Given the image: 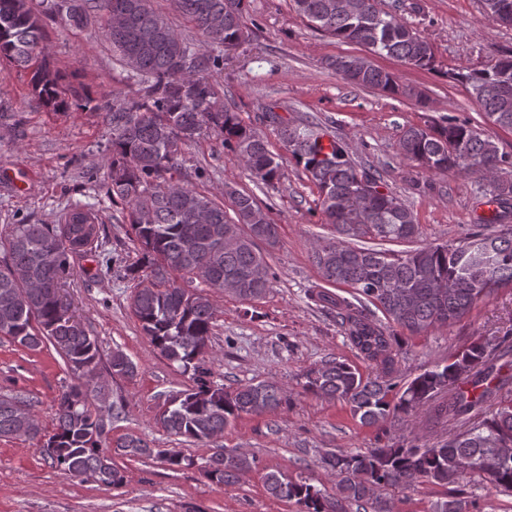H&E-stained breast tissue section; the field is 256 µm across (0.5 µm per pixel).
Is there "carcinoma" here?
Instances as JSON below:
<instances>
[{
	"label": "carcinoma",
	"mask_w": 512,
	"mask_h": 512,
	"mask_svg": "<svg viewBox=\"0 0 512 512\" xmlns=\"http://www.w3.org/2000/svg\"><path fill=\"white\" fill-rule=\"evenodd\" d=\"M293 0L295 10L315 28L373 55L430 69L431 45L411 26L380 10L377 0ZM243 0H175L176 9L216 49L237 46L245 34ZM60 17L85 27L95 21L112 51L131 71L137 96L95 108L112 112L111 152L107 159L109 197L122 204L126 223L139 245V258L127 268L135 282L130 308L151 343L167 360L193 370L195 386L170 398L159 422L169 433L202 442L224 433L243 415L274 412L289 403L286 391L262 381L227 390L203 378L215 319L211 294L238 285L234 295L252 301L270 286L268 267L256 241L273 244L278 227L249 194L225 190L229 204L215 203L195 188L165 175L179 170L184 146L205 128L214 130L224 148L264 185L281 178L279 156L267 141L234 112L213 108L211 73L224 66L220 53L193 51L150 0H0V58L31 69V84L40 102L58 110L67 88L44 59L41 17ZM329 66L347 82L392 95L422 97L398 83L397 76L353 56H338ZM472 98L496 126L512 131V57L461 75ZM280 139L303 165L319 190L325 223L338 238L314 251L323 285L310 298L336 309L346 337L372 366L365 376L344 360L329 358L307 370L303 390L347 404L363 427L383 429L391 417H415L427 411L437 420L468 417L463 431L428 446L386 443L366 453L335 454L322 463L336 476L338 493L330 497L311 484L284 475H265L268 493L294 500L304 512H390L376 494L385 487L414 492L422 484L448 488L431 512H468L466 487L479 477L496 491L512 495V328L495 343L477 339L410 381L397 376L403 337L421 336L463 318L478 301L512 287V182L498 173L512 167V155L499 150L484 132L455 119L425 128L409 126L400 138L404 158L430 174L455 169L489 181L488 217H479L490 232L475 231L450 244H428L392 251L356 247L351 240L369 237L385 243H412L420 235L413 211L392 193L381 194V180L357 169L343 144L325 136L317 124L300 129L275 113ZM98 215L76 205L62 224H13L0 233V335L18 345L39 349L49 342L74 373L98 365V345L64 294L73 259L99 238ZM203 285L199 290L194 283ZM351 289L352 299L329 287ZM381 312L383 318L376 317ZM116 374L132 376L136 365L122 352L112 355ZM446 391V400L438 396ZM84 387L62 392L56 424L41 453L52 468L72 479L118 486L123 476L102 446L106 418ZM41 428L28 392L0 394V437L36 438ZM127 456L156 458L172 469L194 465L179 451L153 448L140 438L117 444ZM254 461L234 450L207 459L218 483L234 484Z\"/></svg>",
	"instance_id": "obj_1"
}]
</instances>
